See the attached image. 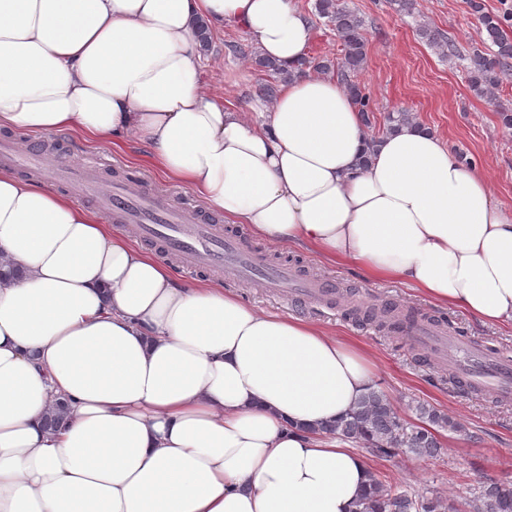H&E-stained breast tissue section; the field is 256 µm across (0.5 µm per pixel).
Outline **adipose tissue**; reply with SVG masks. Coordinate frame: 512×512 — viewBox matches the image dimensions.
Segmentation results:
<instances>
[{
  "label": "adipose tissue",
  "instance_id": "1",
  "mask_svg": "<svg viewBox=\"0 0 512 512\" xmlns=\"http://www.w3.org/2000/svg\"><path fill=\"white\" fill-rule=\"evenodd\" d=\"M201 20L293 72L262 122L206 87ZM311 37L292 0H0V127L133 140L267 241L512 324V204L418 120L370 136ZM3 265L0 512H355L371 470L322 428L373 387L362 351L0 168Z\"/></svg>",
  "mask_w": 512,
  "mask_h": 512
}]
</instances>
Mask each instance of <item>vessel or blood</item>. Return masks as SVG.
Wrapping results in <instances>:
<instances>
[{
    "instance_id": "b4317fda",
    "label": "vessel or blood",
    "mask_w": 512,
    "mask_h": 512,
    "mask_svg": "<svg viewBox=\"0 0 512 512\" xmlns=\"http://www.w3.org/2000/svg\"><path fill=\"white\" fill-rule=\"evenodd\" d=\"M0 162L17 166L31 175L51 177L64 187L79 188L82 198L114 223L135 225L142 239L164 253L179 256L189 270L220 271L229 281L260 279L280 298L290 297L325 307L331 306L336 296L335 281H313L288 265H270L218 218L204 216L175 198L130 187L124 180L107 179L98 163L48 164L41 143L29 147L20 158L8 140L0 142ZM401 334L417 350L430 349L453 359L459 370L458 382L464 389L480 392L492 386L498 393H512V360L501 357L485 343L447 334L430 322L408 324Z\"/></svg>"
}]
</instances>
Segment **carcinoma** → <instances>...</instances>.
<instances>
[{
  "mask_svg": "<svg viewBox=\"0 0 512 512\" xmlns=\"http://www.w3.org/2000/svg\"><path fill=\"white\" fill-rule=\"evenodd\" d=\"M468 6L477 15L484 38L481 46L465 57L467 64L464 69L470 89L476 95L493 101L497 99L496 93L503 78L512 74V36L507 33L512 14L489 12L482 0H468ZM312 14L336 32L342 46V57L333 62L326 57L310 56L307 65L317 72L336 69L337 79L355 100L366 124H371L372 101L357 81L368 53L363 18L348 6L346 0H314ZM418 34L440 53L448 56L457 54L454 42L439 31L422 25ZM251 55L255 66L277 75L279 83L291 79V74L275 61L255 51ZM347 311L356 320L387 331L394 330L401 320L411 318L410 314L392 306L376 312L353 305ZM414 410L421 419L419 425L402 421L387 395L373 389L362 396L347 419L328 426L327 430L337 438L360 444L380 459L390 458L400 451L415 456H433L441 448L437 430H462L458 421L433 406L418 403ZM356 512H512V484L487 480L479 487L477 497L459 508L437 496H412L398 490L384 476L374 473L370 489L359 502Z\"/></svg>",
  "mask_w": 512,
  "mask_h": 512,
  "instance_id": "carcinoma-1",
  "label": "carcinoma"
}]
</instances>
